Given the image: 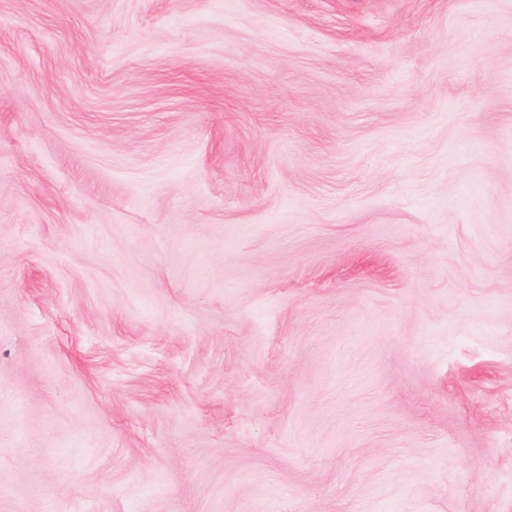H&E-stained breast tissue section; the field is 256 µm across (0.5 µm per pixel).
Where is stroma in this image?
Masks as SVG:
<instances>
[{"mask_svg":"<svg viewBox=\"0 0 512 512\" xmlns=\"http://www.w3.org/2000/svg\"><path fill=\"white\" fill-rule=\"evenodd\" d=\"M0 512H512V0H0Z\"/></svg>","mask_w":512,"mask_h":512,"instance_id":"1","label":"stroma"}]
</instances>
